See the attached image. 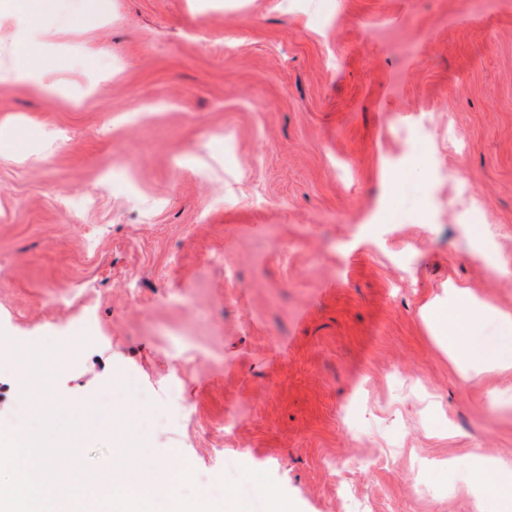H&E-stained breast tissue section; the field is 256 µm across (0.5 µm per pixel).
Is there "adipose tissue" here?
Wrapping results in <instances>:
<instances>
[{"label": "adipose tissue", "instance_id": "obj_1", "mask_svg": "<svg viewBox=\"0 0 512 512\" xmlns=\"http://www.w3.org/2000/svg\"><path fill=\"white\" fill-rule=\"evenodd\" d=\"M431 320L449 353L459 360H472L479 370L494 367H512V316L500 315L497 335L479 333V314L470 301L449 307L436 305L430 310ZM496 472L495 480H487L488 472ZM473 481L484 494L497 500L500 512H512V474H505L502 465L486 459H477Z\"/></svg>", "mask_w": 512, "mask_h": 512}]
</instances>
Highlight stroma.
Instances as JSON below:
<instances>
[{"mask_svg": "<svg viewBox=\"0 0 512 512\" xmlns=\"http://www.w3.org/2000/svg\"><path fill=\"white\" fill-rule=\"evenodd\" d=\"M111 3L79 32L92 0H48L28 79L0 8V428L13 343L60 337L62 403L188 404L130 419L129 476L188 466L181 499L492 512L469 469L512 462V371L464 383L427 310L512 313V0Z\"/></svg>", "mask_w": 512, "mask_h": 512, "instance_id": "obj_1", "label": "stroma"}]
</instances>
